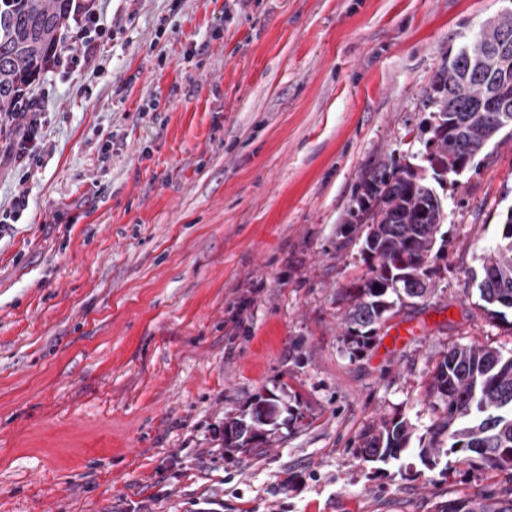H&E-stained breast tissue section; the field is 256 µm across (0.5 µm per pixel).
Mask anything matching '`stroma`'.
Instances as JSON below:
<instances>
[{
    "label": "stroma",
    "instance_id": "1",
    "mask_svg": "<svg viewBox=\"0 0 512 512\" xmlns=\"http://www.w3.org/2000/svg\"><path fill=\"white\" fill-rule=\"evenodd\" d=\"M101 37L30 92L40 152L0 134V512H437L504 472L368 463L370 422L429 424L457 344L512 354L479 298L512 210V128L437 193L446 266L350 357L341 293L361 171L422 153L424 91L512 0H95ZM412 327L390 346L392 326ZM287 390L243 451L218 430ZM280 395L259 397L247 410L224 420V446L228 448H261L270 444L282 426L297 421L298 414L288 405L286 390ZM262 408V410H260ZM286 414L282 418L283 414Z\"/></svg>",
    "mask_w": 512,
    "mask_h": 512
}]
</instances>
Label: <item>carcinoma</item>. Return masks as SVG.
Here are the masks:
<instances>
[{
    "label": "carcinoma",
    "instance_id": "1",
    "mask_svg": "<svg viewBox=\"0 0 512 512\" xmlns=\"http://www.w3.org/2000/svg\"><path fill=\"white\" fill-rule=\"evenodd\" d=\"M71 0H0V112H25L26 91L55 55L57 32ZM512 86V14L485 20L472 40L448 54L425 90L428 117L420 125L426 165L390 156L366 167L354 206H375L366 225L362 256L369 274L344 294L343 324L352 356L369 348L377 331L410 299L434 291L443 269L431 261L444 210L428 182L439 183L449 166L472 159L503 129L512 127V95L489 100ZM502 243L481 257L480 297L496 319L512 311V213ZM281 394L259 397L224 420V447L261 448L298 419ZM431 424L419 429L402 414L372 421L359 435L366 462L397 460L408 449L427 467L453 458L469 470L503 471L497 488L449 500L439 512H512V355L481 345H460L441 355L427 381Z\"/></svg>",
    "mask_w": 512,
    "mask_h": 512
}]
</instances>
